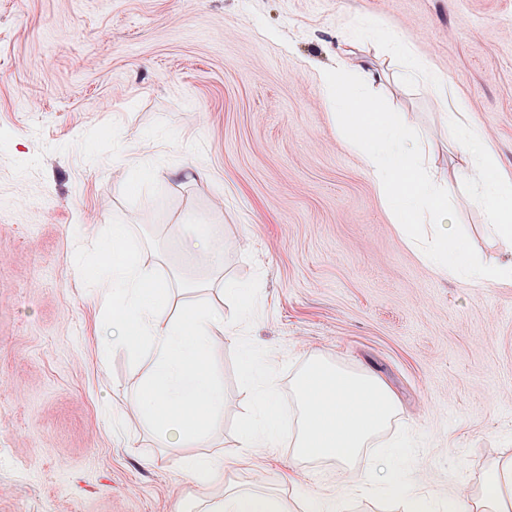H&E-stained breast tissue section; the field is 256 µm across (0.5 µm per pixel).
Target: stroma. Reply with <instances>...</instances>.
<instances>
[{"instance_id":"1","label":"stroma","mask_w":512,"mask_h":512,"mask_svg":"<svg viewBox=\"0 0 512 512\" xmlns=\"http://www.w3.org/2000/svg\"><path fill=\"white\" fill-rule=\"evenodd\" d=\"M372 21L354 63L389 72L380 32L466 95L512 171V0H0V512H179L177 451L146 427L113 431L149 364L105 357L103 312L72 261L113 218L135 225L141 260L167 279L199 272L191 216L219 225L225 277L259 276L251 337L285 371L307 355L383 378L402 411L361 456L402 440L408 489L454 501L512 453V287L474 288L406 246L358 157L336 133L320 77L339 34ZM372 95L405 114L451 173L443 105L419 85ZM192 162L203 174L174 179ZM457 220L499 257L481 211ZM215 356L224 421L244 413L232 350ZM281 488L289 446L240 467Z\"/></svg>"}]
</instances>
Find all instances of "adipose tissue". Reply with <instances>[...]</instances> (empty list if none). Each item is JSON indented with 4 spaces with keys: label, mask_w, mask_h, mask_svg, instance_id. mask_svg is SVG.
<instances>
[{
    "label": "adipose tissue",
    "mask_w": 512,
    "mask_h": 512,
    "mask_svg": "<svg viewBox=\"0 0 512 512\" xmlns=\"http://www.w3.org/2000/svg\"><path fill=\"white\" fill-rule=\"evenodd\" d=\"M355 42L344 38L333 71L323 74L326 103L336 130L357 152L378 195L405 243L432 270L486 287L512 285V173L502 166L494 146L470 119L466 96L449 95L445 76L415 54L400 28L389 31L388 48L400 82H420L443 99L455 155L453 174L469 185L470 203L484 215L491 237L510 249L494 262L474 258L454 223L457 202L448 181L431 163L422 137L402 113L380 107L371 97L382 76L377 71L350 68ZM296 410V427L288 435L292 459L328 462L346 474L342 495L378 490L405 499V512H431L432 499L401 487L394 473L378 476L355 462L400 411L395 393L377 375L341 369L318 355H309L288 397ZM302 469L289 472L291 495L262 490L261 476L243 488L233 483L222 454L200 450L184 454L178 476L202 491L193 512H341L342 495L300 491ZM468 512H512V455L486 465Z\"/></svg>",
    "instance_id": "1"
}]
</instances>
